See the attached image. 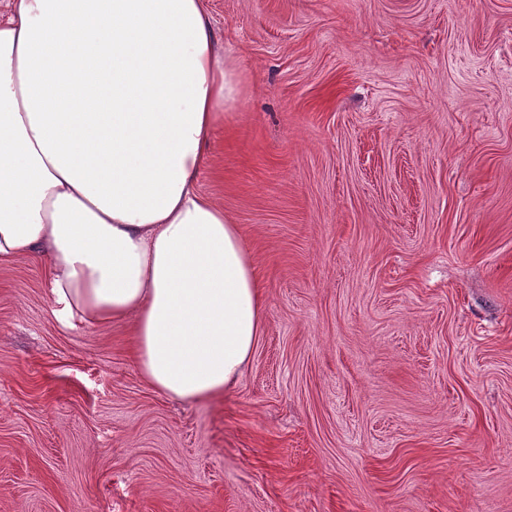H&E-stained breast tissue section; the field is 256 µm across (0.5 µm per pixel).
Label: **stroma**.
I'll use <instances>...</instances> for the list:
<instances>
[{
  "mask_svg": "<svg viewBox=\"0 0 512 512\" xmlns=\"http://www.w3.org/2000/svg\"><path fill=\"white\" fill-rule=\"evenodd\" d=\"M242 93L198 187L264 321L154 391L131 322L0 265V512H512V0H206Z\"/></svg>",
  "mask_w": 512,
  "mask_h": 512,
  "instance_id": "1",
  "label": "stroma"
}]
</instances>
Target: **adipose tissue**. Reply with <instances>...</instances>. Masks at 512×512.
Wrapping results in <instances>:
<instances>
[{"label": "adipose tissue", "mask_w": 512, "mask_h": 512, "mask_svg": "<svg viewBox=\"0 0 512 512\" xmlns=\"http://www.w3.org/2000/svg\"><path fill=\"white\" fill-rule=\"evenodd\" d=\"M205 0H11L0 13V263L47 260L69 319L133 318L157 392L233 386L262 330L240 228L203 195L239 95Z\"/></svg>", "instance_id": "1"}]
</instances>
